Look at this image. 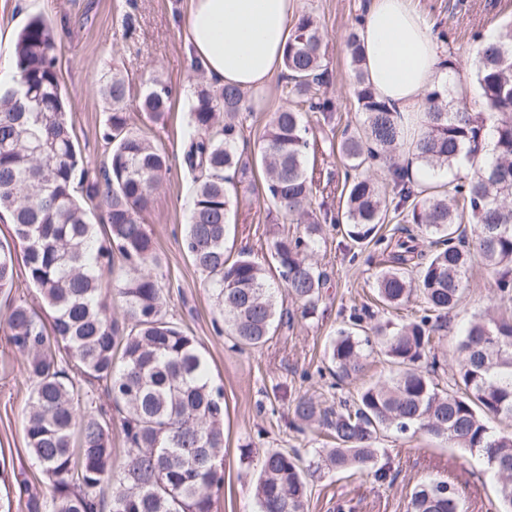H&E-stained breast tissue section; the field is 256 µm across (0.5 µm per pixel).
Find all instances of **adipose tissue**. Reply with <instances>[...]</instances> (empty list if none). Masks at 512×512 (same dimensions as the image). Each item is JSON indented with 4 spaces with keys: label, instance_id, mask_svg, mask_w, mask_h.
I'll use <instances>...</instances> for the list:
<instances>
[{
    "label": "adipose tissue",
    "instance_id": "obj_1",
    "mask_svg": "<svg viewBox=\"0 0 512 512\" xmlns=\"http://www.w3.org/2000/svg\"><path fill=\"white\" fill-rule=\"evenodd\" d=\"M297 0H188L189 57L200 60L217 86L252 90L284 67L289 21ZM362 68L376 96L412 123L426 111L425 93L464 75L442 67L431 27L412 0H367L358 32Z\"/></svg>",
    "mask_w": 512,
    "mask_h": 512
}]
</instances>
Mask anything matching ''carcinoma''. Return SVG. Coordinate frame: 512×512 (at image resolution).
<instances>
[{
    "label": "carcinoma",
    "mask_w": 512,
    "mask_h": 512,
    "mask_svg": "<svg viewBox=\"0 0 512 512\" xmlns=\"http://www.w3.org/2000/svg\"><path fill=\"white\" fill-rule=\"evenodd\" d=\"M474 40L470 68L484 111L455 107L447 82L427 92L429 110L408 140L399 113L365 80L357 28L344 37L361 122L337 146L344 204L332 221L357 245L373 241L390 217L416 225L417 232L387 242L388 265L376 286L378 301L391 308L421 298L423 315L382 336L389 380L362 387L336 411L313 395L296 399L295 417L321 427L334 446L308 461L268 449L253 484L258 512H304L313 469L381 476L375 443L391 428L478 455L497 479V512H512V434L489 425L492 417L512 419V318L487 312L469 322L450 389H438L420 366L436 321L459 305L475 263L495 273L500 298L512 299V23L492 39L477 33ZM59 42L49 19L32 17L15 42V82L0 90V213L12 224L11 239L0 242V294L10 295L20 260L50 319L47 326L26 302H14L0 316V332L25 356L24 434L54 482L47 498L16 475L6 495H15L24 512H214L224 486V387L211 378L196 338L167 316L168 288L154 273L161 260L143 222L171 160L131 123L126 80L117 70L100 88L106 159L97 166L82 154L60 82ZM285 68L283 92L295 105L272 113L253 155L272 211L285 223L305 224L303 234L271 241L269 252L286 296L307 314L324 285L308 261L321 232L308 159L317 147L314 129L335 120L334 102L322 91L326 35L310 15L290 29ZM171 100V86L156 78L140 109L156 122ZM247 110L237 87L196 91L182 165L199 175L183 245L208 282L222 322L217 332H227L236 347L258 349L282 324L283 308L265 264L245 252L232 260L224 248L226 183L250 172L236 149ZM404 149L427 169L430 184L410 179L399 163ZM378 163L392 182L389 198L368 174ZM114 290L123 302L121 323L112 318ZM365 317L351 314L329 343V360L343 378L364 370ZM114 411L124 441L117 472ZM408 512H465L460 488L427 478L414 487Z\"/></svg>",
    "instance_id": "obj_1"
}]
</instances>
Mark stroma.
<instances>
[{
  "label": "stroma",
  "instance_id": "stroma-1",
  "mask_svg": "<svg viewBox=\"0 0 512 512\" xmlns=\"http://www.w3.org/2000/svg\"><path fill=\"white\" fill-rule=\"evenodd\" d=\"M367 0H298V14L316 18L327 36L328 95L336 100L334 127L318 132L315 166L321 172L320 188L332 212H340L343 186L337 154L330 143L344 129L358 125L353 94L354 72L343 37ZM436 33L445 34L441 53L463 58L474 48V34L485 36L512 22V0H415ZM187 0H0V57L12 55L18 32L35 15H42L69 35L58 46L61 81L72 105L74 134L84 155L104 159L99 130L105 104L99 84L112 68H119L130 89L127 109L142 122L139 102L154 77L172 86L175 96L165 117L146 123L153 141L171 158L181 155L188 132L189 112L197 80L185 50ZM283 76L253 90L251 112L244 123L245 140H254L272 112L286 105ZM144 122V121H143ZM195 179L186 168L173 166L169 177L153 194L144 215L162 259L159 269L169 286L167 311L199 341L210 374L224 386V486L215 512H257L249 475L255 472L258 453L282 448L311 458L322 440L293 422L292 406L303 393L320 396L324 407L337 408L339 397L356 393L362 385L386 379L389 367L380 352H372L362 374L339 380L329 372L327 348L331 337L350 313L369 306L372 324H400L412 318L419 298L400 309L375 304V280L380 270V246L352 245L339 225L326 224L313 262L325 275L317 310L302 318L289 306L288 323L260 349L236 350L226 336L216 332L215 308L204 276L184 252L181 240L189 222ZM232 207L226 252L251 253L263 259L275 232L299 234L300 224L276 223L262 191V174L230 188ZM494 276L482 265L468 273L460 306L449 314L435 337L437 367L433 380L447 388L456 370V346L461 331L473 315L487 306L512 311V300L494 293ZM24 357L0 336V477L25 473L41 495L53 492L52 482L35 465L23 431V412L30 384L23 372ZM378 464L383 479L358 471L322 470L310 480L311 495L305 512H406L414 485L429 476L448 477L462 485L467 512H496L497 481L475 454L444 440L415 437L389 430L378 442ZM255 456L242 463V449Z\"/></svg>",
  "mask_w": 512,
  "mask_h": 512
}]
</instances>
